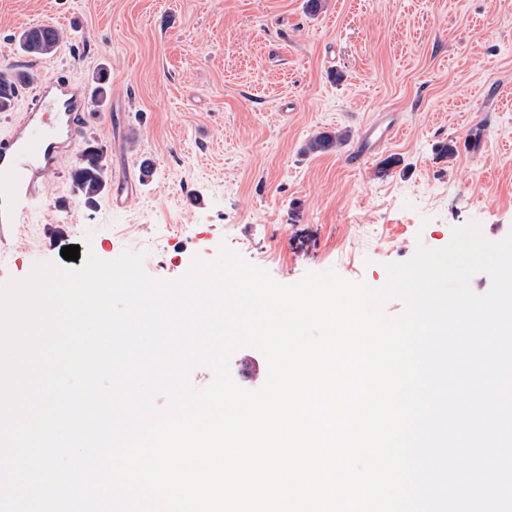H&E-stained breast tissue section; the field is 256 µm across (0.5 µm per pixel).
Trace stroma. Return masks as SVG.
<instances>
[{
    "mask_svg": "<svg viewBox=\"0 0 512 512\" xmlns=\"http://www.w3.org/2000/svg\"><path fill=\"white\" fill-rule=\"evenodd\" d=\"M305 4L0 0L7 67L84 85L104 67L111 87L0 269L22 279L88 244L106 260L145 252V271L173 280L224 244L285 285L332 269L379 287L386 264L444 247L455 227L511 232L512 0ZM34 19L63 32L53 54L17 50ZM386 114L395 139L350 166L363 127ZM89 143L111 173L152 163L122 207L86 201L71 180Z\"/></svg>",
    "mask_w": 512,
    "mask_h": 512,
    "instance_id": "35a3bbf8",
    "label": "stroma"
}]
</instances>
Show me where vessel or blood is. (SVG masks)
I'll use <instances>...</instances> for the list:
<instances>
[{"instance_id": "obj_1", "label": "vessel or blood", "mask_w": 512, "mask_h": 512, "mask_svg": "<svg viewBox=\"0 0 512 512\" xmlns=\"http://www.w3.org/2000/svg\"><path fill=\"white\" fill-rule=\"evenodd\" d=\"M93 110L80 83L65 72L52 73L35 90L23 118L0 138V234L20 223L29 204L42 198V184L76 141ZM397 126H368L349 163L369 159L376 142L394 136ZM144 171L125 168L113 179V205H122L125 193L144 180Z\"/></svg>"}]
</instances>
